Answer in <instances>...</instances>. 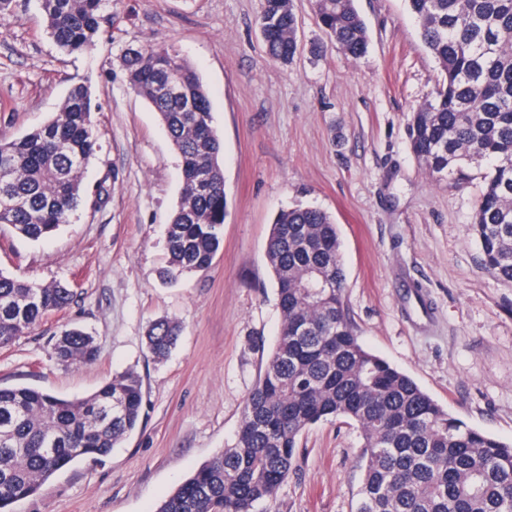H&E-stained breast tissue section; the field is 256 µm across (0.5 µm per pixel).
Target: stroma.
Instances as JSON below:
<instances>
[{
	"label": "stroma",
	"mask_w": 512,
	"mask_h": 512,
	"mask_svg": "<svg viewBox=\"0 0 512 512\" xmlns=\"http://www.w3.org/2000/svg\"><path fill=\"white\" fill-rule=\"evenodd\" d=\"M293 2L300 50L286 65L265 52L264 0H112L111 36L79 55L48 36L38 0H16L0 21V137L44 124L83 79L100 146L69 223L40 242L0 224V270L76 291L68 309L0 350V385L75 400L129 369L143 380L138 429L13 512H156L234 443L281 322L271 224L297 202L337 224L345 306L364 347L468 426L512 443V286L479 266L471 219L481 185L435 180L410 149L409 122L440 77L419 25L405 0H354L369 46L353 59L320 29L313 0ZM148 43L174 46L197 70L223 144V246L208 271L173 284L159 274L180 159L117 63ZM163 316L182 333L156 359L146 334ZM66 325L94 336V362L52 358L49 340ZM360 449L354 426H310L270 512H353Z\"/></svg>",
	"instance_id": "1"
}]
</instances>
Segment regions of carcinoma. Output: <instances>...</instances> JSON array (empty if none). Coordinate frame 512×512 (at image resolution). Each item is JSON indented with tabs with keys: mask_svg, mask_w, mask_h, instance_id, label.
<instances>
[{
	"mask_svg": "<svg viewBox=\"0 0 512 512\" xmlns=\"http://www.w3.org/2000/svg\"><path fill=\"white\" fill-rule=\"evenodd\" d=\"M440 66L435 96L411 123L410 148L432 176L474 167L481 193L472 216L480 267L512 285V0H406ZM112 0H40L46 31L67 54L112 29ZM321 28L353 58L368 49L354 0H315ZM268 56L297 52L293 0H265L258 18ZM118 61L131 88L157 112L180 158L182 193L166 225L163 279L209 269L223 240L227 201L221 140L197 71L172 46L129 48ZM89 86L73 83L53 117L0 139V224L49 237L82 199V174L99 149ZM282 322L265 369L247 395L234 444L174 489L156 512H256L288 478L311 425L344 419L362 438L363 479L353 512H512V444L454 417L413 379L363 347L343 301L337 228L325 211L279 212L267 243ZM76 293L0 272V349L12 346ZM182 331L155 320L147 349L163 358ZM61 364L96 359L94 337L60 331ZM143 381L126 371L97 391L64 400L27 386H0V512L80 459L108 456L138 426Z\"/></svg>",
	"mask_w": 512,
	"mask_h": 512,
	"instance_id": "carcinoma-1",
	"label": "carcinoma"
}]
</instances>
